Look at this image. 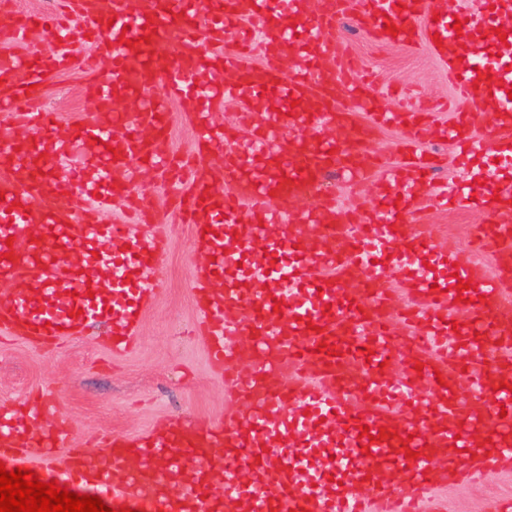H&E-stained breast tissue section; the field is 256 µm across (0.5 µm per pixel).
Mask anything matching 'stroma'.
Instances as JSON below:
<instances>
[{"instance_id":"obj_1","label":"stroma","mask_w":512,"mask_h":512,"mask_svg":"<svg viewBox=\"0 0 512 512\" xmlns=\"http://www.w3.org/2000/svg\"><path fill=\"white\" fill-rule=\"evenodd\" d=\"M342 47L377 83L371 92L382 110L395 112L408 101L443 100L451 95L448 78L424 45L381 44L356 26L352 15L341 23ZM75 63L46 77L47 106L63 126L74 125L93 110L88 87L97 73L87 61L89 43L72 45ZM409 87L412 98L390 95L391 87ZM165 146L184 160L195 157L194 125L177 103L167 104ZM481 217L467 206L443 209L421 198L408 228L467 250ZM168 245L159 264L152 305L144 314L137 348L112 356L106 329L77 337L49 354L25 340L0 341V407H10L42 392L54 397L74 426L77 447L96 451L94 439L110 432L139 437L175 420L219 423L240 410V399L216 375L204 337L193 331L198 312L191 288L201 255L192 245L191 227L170 222ZM422 512H512V472H494L479 485H440Z\"/></svg>"}]
</instances>
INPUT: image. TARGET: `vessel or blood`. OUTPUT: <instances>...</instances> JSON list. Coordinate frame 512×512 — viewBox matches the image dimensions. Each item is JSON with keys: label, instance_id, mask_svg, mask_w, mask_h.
<instances>
[{"label": "vessel or blood", "instance_id": "b4317fda", "mask_svg": "<svg viewBox=\"0 0 512 512\" xmlns=\"http://www.w3.org/2000/svg\"><path fill=\"white\" fill-rule=\"evenodd\" d=\"M64 3L77 30L61 15L0 0V78L8 82L0 88V338L53 351L99 323L110 331L112 354L136 346L168 236L163 217L123 194L115 177L145 158L163 181L181 186L180 219L204 256L192 276L196 325L214 372L242 406L222 424L177 421L145 437L106 435L91 454L75 447L55 402L39 397L0 408L6 469L35 467L43 482L132 512H417L449 457L460 460L452 485L511 472L512 311L502 304L512 291V186L500 189L499 207L487 206L475 181H439L426 145L452 140L468 164L491 144L512 159V0H477L471 14L448 12L443 0H202L195 9L185 0ZM350 11L380 42L441 38L435 54L456 99L493 106L484 133L472 112L442 122L415 107L377 110L335 62L336 27ZM243 21L249 34L234 29ZM388 24L397 36L385 33ZM40 35L62 50L44 55ZM76 35L95 45L102 77L90 88V119L61 133L42 84L71 66L66 45ZM12 43L23 53L9 51ZM287 57L296 65L289 73ZM159 85L195 124L197 159L182 167L162 147L166 100L146 97ZM346 85L351 101L343 105ZM122 101L137 103L134 123L114 115ZM227 102L251 127V149L226 151L214 164L209 156L224 132L209 114ZM362 113L401 127L402 163L381 166L363 152ZM285 124L291 135L280 134ZM76 146L82 164L60 173ZM338 162L371 177L372 200L339 210L335 194L321 188ZM427 195L482 213L473 243L496 272L404 234L406 215ZM119 198L130 220L100 223L98 214ZM276 199L295 205L276 208ZM142 215L154 231L141 232ZM306 224L311 233H301ZM392 264L406 297L398 309L384 286ZM265 278L270 287H261ZM355 280L361 287L349 292ZM461 280L471 289L457 291ZM232 309L238 318H229ZM396 320L411 331L401 341ZM234 336L252 337L253 367H238ZM322 344L334 355L319 352ZM397 362L403 369L394 377ZM300 368L313 371L308 385L288 378ZM364 426L369 436H361ZM212 448L224 451L218 481L202 463ZM410 450L417 459L407 458ZM400 473L410 490L396 484ZM364 482L367 497L356 492Z\"/></svg>", "mask_w": 512, "mask_h": 512}]
</instances>
